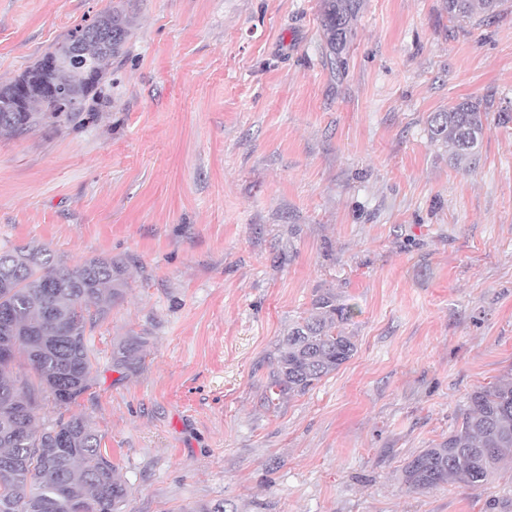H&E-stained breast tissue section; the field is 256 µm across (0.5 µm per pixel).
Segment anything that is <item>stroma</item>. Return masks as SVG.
<instances>
[{"instance_id":"stroma-1","label":"stroma","mask_w":512,"mask_h":512,"mask_svg":"<svg viewBox=\"0 0 512 512\" xmlns=\"http://www.w3.org/2000/svg\"><path fill=\"white\" fill-rule=\"evenodd\" d=\"M114 9L131 32L93 112L0 135V248L126 265L91 387L39 395L36 424L90 418L119 512H512L511 460L478 487L402 482L512 372V12L363 0L339 80L321 0H0V86ZM465 99L487 112L467 169L426 131ZM328 289L354 356L267 403ZM139 336H130L118 343L112 350V369L121 376L136 372L141 358L138 356L142 346Z\"/></svg>"}]
</instances>
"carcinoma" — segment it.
Listing matches in <instances>:
<instances>
[{"mask_svg":"<svg viewBox=\"0 0 512 512\" xmlns=\"http://www.w3.org/2000/svg\"><path fill=\"white\" fill-rule=\"evenodd\" d=\"M362 0H322L321 26L332 71L342 77L353 22ZM506 0H444L448 15L462 22L478 14L497 16ZM72 31L64 44L97 72L118 56L130 34V21L112 11ZM53 52L13 82L0 86V135L35 126L49 118L73 117L86 111L94 89L87 69L66 64L45 66ZM29 87L26 111L13 112L20 83ZM487 112L478 102L461 101L428 119L432 142L451 146L461 165L479 147ZM124 262L95 258L67 267L43 246L0 249V512H117L128 494L115 477V466L101 448L102 437L84 415H72L40 429L32 402L47 393L55 404L77 402L91 386L95 356L87 333L123 298ZM351 308L336 292L316 295L308 317L288 327L272 371L269 391L279 397L305 393L356 352L352 338L337 327ZM142 340L130 336L112 350V370L124 376L139 368ZM24 359L34 377L11 376L9 368ZM507 458H512V374L474 391L462 421L448 438L425 448L403 468L412 491L457 481L480 486Z\"/></svg>","mask_w":512,"mask_h":512,"instance_id":"obj_1","label":"carcinoma"}]
</instances>
